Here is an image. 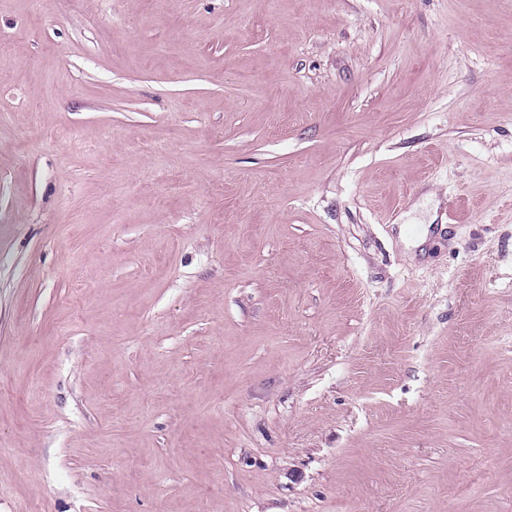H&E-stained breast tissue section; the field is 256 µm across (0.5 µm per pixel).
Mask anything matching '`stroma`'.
Instances as JSON below:
<instances>
[{"instance_id":"obj_1","label":"stroma","mask_w":512,"mask_h":512,"mask_svg":"<svg viewBox=\"0 0 512 512\" xmlns=\"http://www.w3.org/2000/svg\"><path fill=\"white\" fill-rule=\"evenodd\" d=\"M0 512H512V0H0Z\"/></svg>"}]
</instances>
